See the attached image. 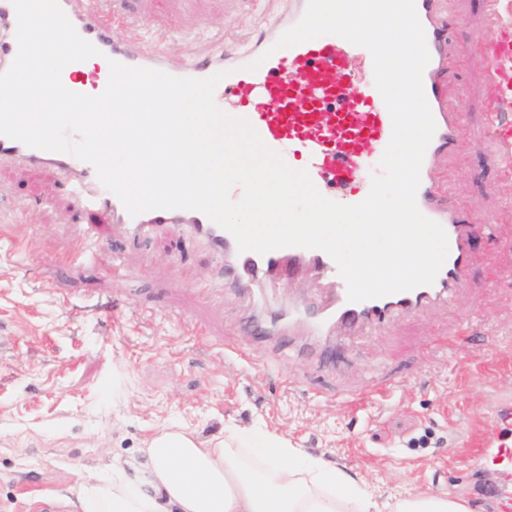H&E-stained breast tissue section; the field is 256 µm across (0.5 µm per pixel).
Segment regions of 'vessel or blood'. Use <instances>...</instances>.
<instances>
[{
	"label": "vessel or blood",
	"mask_w": 512,
	"mask_h": 512,
	"mask_svg": "<svg viewBox=\"0 0 512 512\" xmlns=\"http://www.w3.org/2000/svg\"><path fill=\"white\" fill-rule=\"evenodd\" d=\"M436 2L415 0L430 54L422 77L424 94L436 123L422 162L416 201L423 215L442 225L448 240L447 258L433 284L353 302L335 261L322 250L286 247L265 254L242 252L229 232L195 210L157 209L130 216L121 200L100 182L95 168L68 153L31 148L0 136V159L57 170L69 183L78 206L100 204L107 221L130 238L160 228L184 229L215 257L228 261L237 288L248 297L265 298L286 271L327 283L318 309L292 304L277 321L255 319L254 329L267 341L303 336L320 343L326 354H333L328 342L333 331L351 335L374 331L391 320L421 315L431 305L452 303L468 279L472 238L490 230L489 225L471 222L445 206L432 174L435 157L452 149L465 120L463 111L446 112L440 105L436 77L448 58L434 17ZM306 7L307 0H296L290 19L274 23L270 35L258 39L246 54L225 57L222 42L216 38L206 60L171 69L159 56L131 52L113 39L112 0H45L40 9L31 8L26 0H0V90L20 93L16 79L28 56L19 35L22 29L35 27L46 31L45 46L51 52L57 47V33L64 31L73 47L127 66L166 69L179 78H206L221 71L225 77L214 92L221 110L247 119L288 166L307 170L324 197L340 204H357L368 196L373 176L381 172L379 162L392 137V118L375 86L368 49L338 36L276 49L279 37L300 21ZM489 14L495 27L480 41L493 102L492 160L500 164L512 159V125L501 120L502 111L512 107V22L503 19L498 0H491ZM357 57L363 60L359 70L351 65ZM254 61L258 69L249 70Z\"/></svg>",
	"instance_id": "b4317fda"
}]
</instances>
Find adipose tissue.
I'll list each match as a JSON object with an SVG mask.
<instances>
[{
  "label": "adipose tissue",
  "mask_w": 512,
  "mask_h": 512,
  "mask_svg": "<svg viewBox=\"0 0 512 512\" xmlns=\"http://www.w3.org/2000/svg\"><path fill=\"white\" fill-rule=\"evenodd\" d=\"M21 40L33 50L28 70L18 77L28 94L22 101L0 95V112L14 113L20 129L45 136L52 129L49 110L34 86H53L55 102L63 103L70 81L46 61L39 31H24ZM141 454L138 461H113L108 476L84 479L75 492L77 512H380L372 494L359 490L347 473L273 433L255 443L236 432L204 443L172 424L159 429ZM392 512L474 509L444 494H409L396 499Z\"/></svg>",
  "instance_id": "ef3b65f1"
}]
</instances>
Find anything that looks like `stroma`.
<instances>
[{
	"label": "stroma",
	"instance_id": "1",
	"mask_svg": "<svg viewBox=\"0 0 512 512\" xmlns=\"http://www.w3.org/2000/svg\"><path fill=\"white\" fill-rule=\"evenodd\" d=\"M115 35L179 66L199 59L204 34L243 54L293 0H130ZM451 68L442 104L466 119L434 161L449 205L491 232L472 241L468 283L452 305L344 336L337 368L307 346L254 340L251 303L207 248L156 232L133 243L94 209L76 208L61 177L0 161V512H70L64 501L113 458L179 420L201 440L224 430L275 432L351 474L379 506L402 493L445 492L499 512V471L477 458L512 444V166H495L488 96L473 37L490 27L486 0H440ZM103 225L96 241L80 229ZM451 352L433 339L464 324ZM248 348L238 363L225 343ZM402 378L384 404L346 393L374 376ZM296 386H287V378Z\"/></svg>",
	"mask_w": 512,
	"mask_h": 512
}]
</instances>
